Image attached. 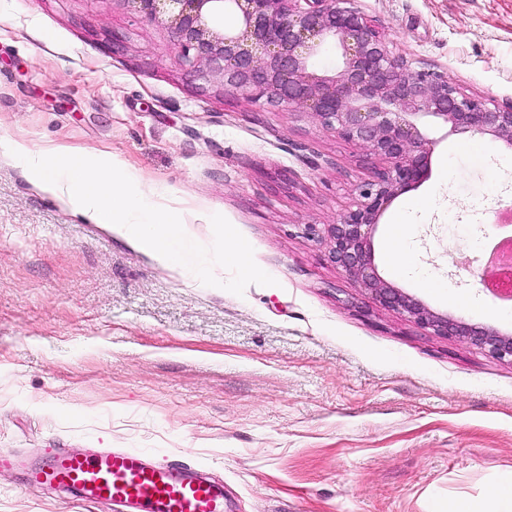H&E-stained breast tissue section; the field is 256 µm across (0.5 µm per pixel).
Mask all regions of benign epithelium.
<instances>
[{
    "mask_svg": "<svg viewBox=\"0 0 512 512\" xmlns=\"http://www.w3.org/2000/svg\"><path fill=\"white\" fill-rule=\"evenodd\" d=\"M171 29L182 62L222 78L224 91L295 108L383 161L362 185V201L327 227L331 260L380 306L424 329L459 339L512 363V336L437 314L385 282L373 262L371 234L399 192L428 172L432 142L421 120L488 134L512 147V107L491 106L448 80L411 69L393 55L365 15L341 0H122ZM229 11L240 25L215 31L210 20ZM332 43L342 67L318 74L309 61Z\"/></svg>",
    "mask_w": 512,
    "mask_h": 512,
    "instance_id": "obj_1",
    "label": "benign epithelium"
}]
</instances>
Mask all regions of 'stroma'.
<instances>
[{"label":"stroma","instance_id":"35a3bbf8","mask_svg":"<svg viewBox=\"0 0 512 512\" xmlns=\"http://www.w3.org/2000/svg\"><path fill=\"white\" fill-rule=\"evenodd\" d=\"M345 5L412 69L512 106V0ZM422 131L429 177L382 212L374 264L430 310L512 334L475 275L512 210V148ZM0 141L111 161L205 246L223 215L276 280L240 297L190 280L0 154V448L177 458L223 481L225 512H438L512 472V364L381 307L329 258L327 226L383 166L362 145L225 93L132 0H0ZM0 512L99 510L2 469ZM408 225L404 222H398L390 225L387 254L390 263L398 271H404L412 265L410 253L401 248L402 242L406 239Z\"/></svg>","mask_w":512,"mask_h":512}]
</instances>
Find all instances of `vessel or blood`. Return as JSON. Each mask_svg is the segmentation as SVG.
<instances>
[{"instance_id":"obj_1","label":"vessel or blood","mask_w":512,"mask_h":512,"mask_svg":"<svg viewBox=\"0 0 512 512\" xmlns=\"http://www.w3.org/2000/svg\"><path fill=\"white\" fill-rule=\"evenodd\" d=\"M17 464L31 484L63 489L73 500L106 508L120 503L130 512H224L223 484L182 460L157 463L134 448L85 454L54 448L26 461L0 448V467Z\"/></svg>"}]
</instances>
